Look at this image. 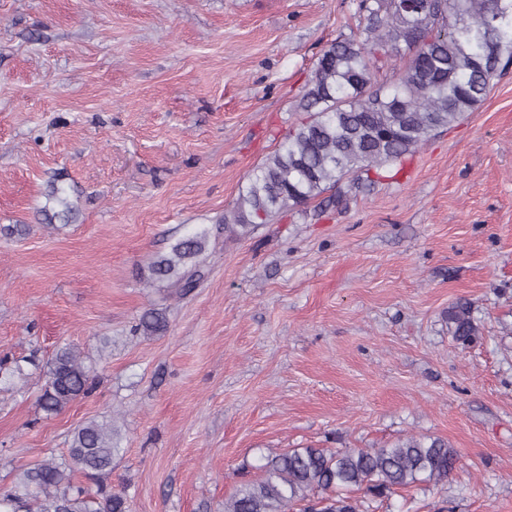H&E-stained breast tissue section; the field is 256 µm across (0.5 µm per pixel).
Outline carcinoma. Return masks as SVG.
Listing matches in <instances>:
<instances>
[{"mask_svg":"<svg viewBox=\"0 0 512 512\" xmlns=\"http://www.w3.org/2000/svg\"><path fill=\"white\" fill-rule=\"evenodd\" d=\"M357 0L362 28L340 37L318 57L297 108L309 118L289 129L281 148L249 176L233 210L216 232L248 235L285 210L320 200L341 209V185L372 183L371 173L426 145L484 101L491 80L512 66V0ZM408 59L402 66L397 61ZM385 69L391 79L380 78ZM210 230L179 239L150 267L152 282L184 296L204 277ZM456 342L478 336L472 305L448 308ZM165 318L146 313V334L163 330ZM39 408L59 414L94 388L81 354L57 351L46 372ZM112 421L93 420L75 431L67 455L26 471L19 484L0 489V512H128L120 493L90 494L72 483L74 473L98 480L112 471ZM459 454L441 438L410 436L389 447L288 448L271 452L262 475L224 500V512H364L354 491L373 498L399 488L448 480Z\"/></svg>","mask_w":512,"mask_h":512,"instance_id":"cac0c4a2","label":"carcinoma"}]
</instances>
